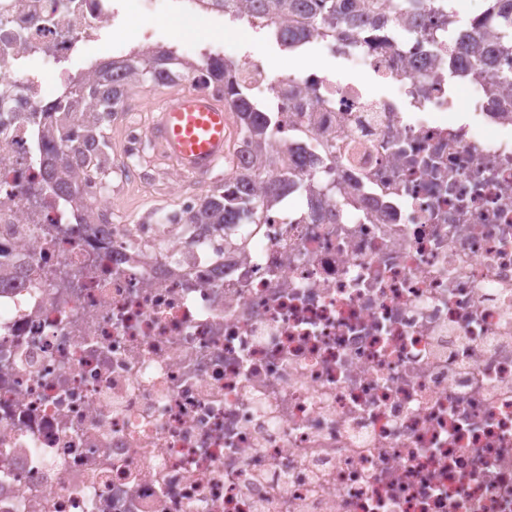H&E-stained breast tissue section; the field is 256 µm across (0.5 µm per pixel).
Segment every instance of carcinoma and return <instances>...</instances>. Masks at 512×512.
I'll return each mask as SVG.
<instances>
[{"label":"carcinoma","mask_w":512,"mask_h":512,"mask_svg":"<svg viewBox=\"0 0 512 512\" xmlns=\"http://www.w3.org/2000/svg\"><path fill=\"white\" fill-rule=\"evenodd\" d=\"M233 2L255 13H262L281 21L284 46L291 48L305 39V31L313 25L327 33H341L344 27L356 28L363 18L380 20L390 0H217L224 4ZM488 23L498 29L502 52H512V0H490L486 11ZM173 67V80L179 81L185 74L201 67L224 81V101L243 119V152L250 161L228 185L217 186V192L203 196L191 212L162 213L157 209L146 214L149 219L158 218L168 224H183L182 232L200 225V229L214 235L224 233L230 224H237L247 217L251 220L263 213L271 199L254 193L256 183L269 176L276 161L263 153L269 134L271 119L261 115L243 88L236 64L222 57L206 56L203 65L185 61L164 49L141 50L124 59L120 68L124 77H110L98 72L80 91L79 95L94 102V109L84 119L80 129L69 132L65 122L75 111V100H60L56 104L59 113L49 134L58 141L51 173L59 188L80 199L81 177L91 175L105 180L112 173V122L120 112L123 99L134 89L145 86L159 89L158 72L163 67Z\"/></svg>","instance_id":"obj_1"}]
</instances>
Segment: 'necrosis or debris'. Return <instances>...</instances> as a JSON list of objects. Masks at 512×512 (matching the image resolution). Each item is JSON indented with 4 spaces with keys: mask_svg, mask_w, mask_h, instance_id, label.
<instances>
[{
    "mask_svg": "<svg viewBox=\"0 0 512 512\" xmlns=\"http://www.w3.org/2000/svg\"><path fill=\"white\" fill-rule=\"evenodd\" d=\"M128 0H0V512H512V56L395 8L269 79L229 243L46 170Z\"/></svg>",
    "mask_w": 512,
    "mask_h": 512,
    "instance_id": "1",
    "label": "necrosis or debris"
}]
</instances>
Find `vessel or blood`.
Listing matches in <instances>:
<instances>
[{
    "mask_svg": "<svg viewBox=\"0 0 512 512\" xmlns=\"http://www.w3.org/2000/svg\"><path fill=\"white\" fill-rule=\"evenodd\" d=\"M229 114L223 104L186 90L166 98L153 125L164 152L187 173L210 175L224 156Z\"/></svg>",
    "mask_w": 512,
    "mask_h": 512,
    "instance_id": "vessel-or-blood-1",
    "label": "vessel or blood"
}]
</instances>
